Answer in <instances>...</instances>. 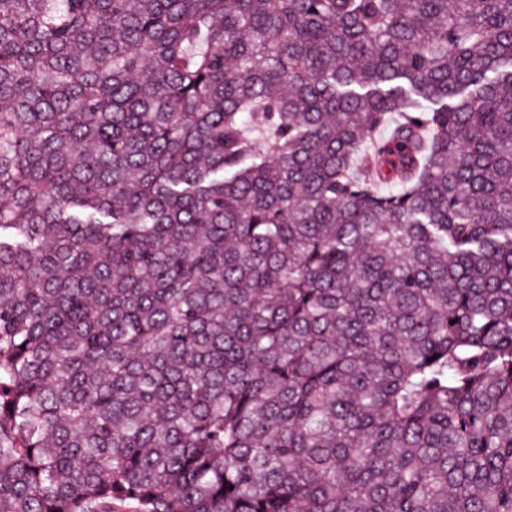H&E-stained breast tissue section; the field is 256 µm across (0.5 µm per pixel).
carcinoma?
Wrapping results in <instances>:
<instances>
[{"instance_id":"cac0c4a2","label":"carcinoma","mask_w":512,"mask_h":512,"mask_svg":"<svg viewBox=\"0 0 512 512\" xmlns=\"http://www.w3.org/2000/svg\"><path fill=\"white\" fill-rule=\"evenodd\" d=\"M0 512H512V0H0Z\"/></svg>"}]
</instances>
